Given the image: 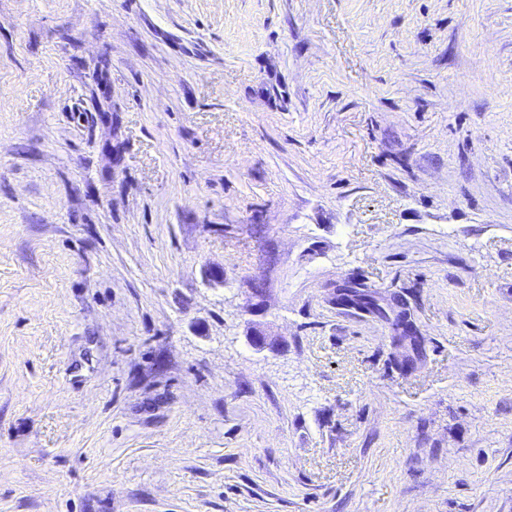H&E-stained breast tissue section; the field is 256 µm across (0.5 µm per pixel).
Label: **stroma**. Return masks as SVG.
<instances>
[{
  "instance_id": "stroma-1",
  "label": "stroma",
  "mask_w": 512,
  "mask_h": 512,
  "mask_svg": "<svg viewBox=\"0 0 512 512\" xmlns=\"http://www.w3.org/2000/svg\"><path fill=\"white\" fill-rule=\"evenodd\" d=\"M0 512H512V0H0Z\"/></svg>"
}]
</instances>
